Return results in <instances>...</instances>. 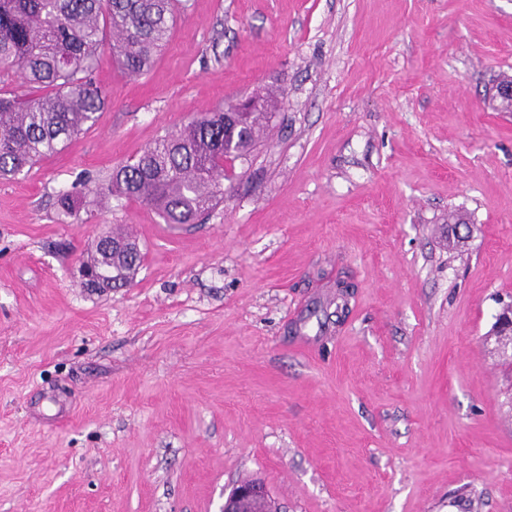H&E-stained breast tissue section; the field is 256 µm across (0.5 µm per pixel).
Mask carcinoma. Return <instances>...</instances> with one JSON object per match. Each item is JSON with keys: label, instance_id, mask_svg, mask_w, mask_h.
Segmentation results:
<instances>
[{"label": "carcinoma", "instance_id": "cac0c4a2", "mask_svg": "<svg viewBox=\"0 0 512 512\" xmlns=\"http://www.w3.org/2000/svg\"><path fill=\"white\" fill-rule=\"evenodd\" d=\"M179 0H0V85L20 77L19 96L0 90V179L14 177L92 127L106 105L92 78L104 52L124 75H141L169 38ZM204 112L116 167L96 187L153 210L166 224H193L224 200V160L247 157L272 113ZM95 248L87 261L106 283L129 282L141 263L135 242Z\"/></svg>", "mask_w": 512, "mask_h": 512}]
</instances>
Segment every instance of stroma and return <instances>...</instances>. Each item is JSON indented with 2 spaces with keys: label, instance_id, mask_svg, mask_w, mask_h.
Listing matches in <instances>:
<instances>
[{
  "label": "stroma",
  "instance_id": "obj_1",
  "mask_svg": "<svg viewBox=\"0 0 512 512\" xmlns=\"http://www.w3.org/2000/svg\"><path fill=\"white\" fill-rule=\"evenodd\" d=\"M504 75L512 0H188L149 72L100 55L96 124L0 181V512H221L245 479L281 512H512ZM269 90L197 223L86 190ZM117 226L141 266L83 288Z\"/></svg>",
  "mask_w": 512,
  "mask_h": 512
}]
</instances>
